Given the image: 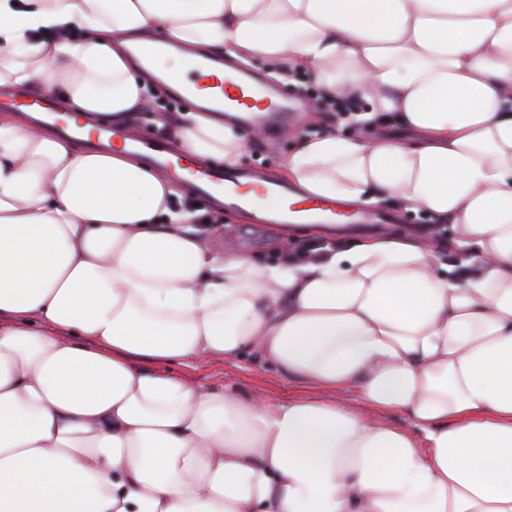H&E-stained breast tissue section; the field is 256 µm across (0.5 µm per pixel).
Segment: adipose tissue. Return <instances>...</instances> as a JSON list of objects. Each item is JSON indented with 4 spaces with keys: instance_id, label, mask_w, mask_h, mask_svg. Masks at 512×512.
Wrapping results in <instances>:
<instances>
[{
    "instance_id": "adipose-tissue-1",
    "label": "adipose tissue",
    "mask_w": 512,
    "mask_h": 512,
    "mask_svg": "<svg viewBox=\"0 0 512 512\" xmlns=\"http://www.w3.org/2000/svg\"><path fill=\"white\" fill-rule=\"evenodd\" d=\"M178 45L416 131L304 138L285 168L300 197L395 202L451 239L284 224L322 248L263 265L128 150L0 110V512H512V0H0V93L124 127L188 72ZM164 129L198 168L248 143L196 106ZM246 354L319 397L173 371ZM251 67H254L258 70H255L253 68L247 67L244 69L254 71L258 73L260 76H262L267 82L270 84H273L274 86L278 87L282 91L288 93V95L292 96H299L302 98H306L308 96H316V94L319 93V90L317 86L315 85L314 81L310 77V75L306 72H292L288 75V77L284 81H278L270 76L267 75L264 68L259 63H252ZM264 73L270 77L271 79L275 81L267 80L264 77Z\"/></svg>"
}]
</instances>
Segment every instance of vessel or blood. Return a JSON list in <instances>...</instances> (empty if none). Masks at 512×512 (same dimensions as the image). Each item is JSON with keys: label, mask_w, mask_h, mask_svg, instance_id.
Instances as JSON below:
<instances>
[{"label": "vessel or blood", "mask_w": 512, "mask_h": 512, "mask_svg": "<svg viewBox=\"0 0 512 512\" xmlns=\"http://www.w3.org/2000/svg\"><path fill=\"white\" fill-rule=\"evenodd\" d=\"M161 91L170 98L202 92L204 103L217 112H239L244 122L261 118L270 132H278L290 113L296 112L295 103L288 101L275 89L264 86L254 75L242 72L226 73L220 61H197L187 77L170 76L160 82ZM107 142L118 141L123 147L136 150L147 161L164 168L177 180L193 177L201 201L213 200L223 193L224 204L230 208H246L252 203L247 186H254L268 195L287 200V209L279 216V223L295 224H354L374 227L394 223L390 212L368 211L336 200H295L292 187L283 182L267 180L257 169H213L196 171L185 159L160 140L143 139L130 132L106 131Z\"/></svg>", "instance_id": "vessel-or-blood-1"}]
</instances>
